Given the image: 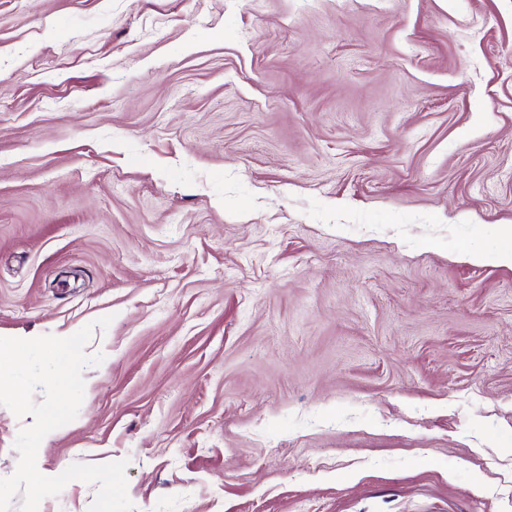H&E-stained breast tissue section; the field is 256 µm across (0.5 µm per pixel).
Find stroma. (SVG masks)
<instances>
[{"mask_svg":"<svg viewBox=\"0 0 512 512\" xmlns=\"http://www.w3.org/2000/svg\"><path fill=\"white\" fill-rule=\"evenodd\" d=\"M508 224L512 0H0V337L113 318L43 475L512 512V266L472 258Z\"/></svg>","mask_w":512,"mask_h":512,"instance_id":"stroma-1","label":"stroma"}]
</instances>
